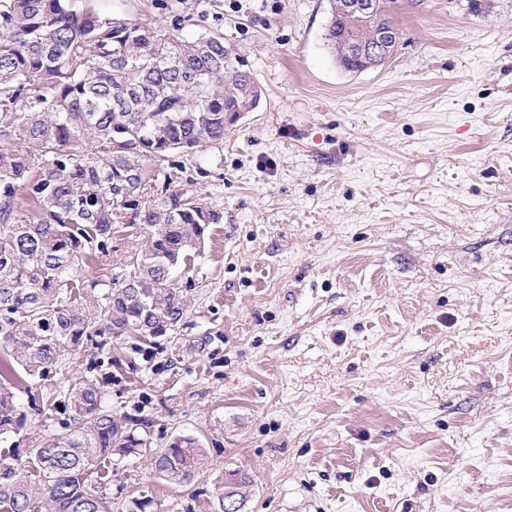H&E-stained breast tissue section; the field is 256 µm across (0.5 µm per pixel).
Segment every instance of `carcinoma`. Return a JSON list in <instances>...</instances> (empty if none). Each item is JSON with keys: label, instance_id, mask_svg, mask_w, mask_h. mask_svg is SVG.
I'll list each match as a JSON object with an SVG mask.
<instances>
[{"label": "carcinoma", "instance_id": "obj_1", "mask_svg": "<svg viewBox=\"0 0 512 512\" xmlns=\"http://www.w3.org/2000/svg\"><path fill=\"white\" fill-rule=\"evenodd\" d=\"M374 22L330 5L325 40L347 72L368 68L349 45ZM261 87L224 36L185 38L146 23L77 13L68 0H0V438L27 414L18 393L109 333L140 342L175 327L206 231L223 214L169 191L180 157L221 143ZM139 227L126 276L109 275L120 226ZM101 381L77 377L57 405L66 434L23 459L0 457V512H115L114 465L150 455L171 485L193 478L200 440L153 449L147 419L112 415ZM250 479L225 477L215 512H240ZM230 510H224V504Z\"/></svg>", "mask_w": 512, "mask_h": 512}]
</instances>
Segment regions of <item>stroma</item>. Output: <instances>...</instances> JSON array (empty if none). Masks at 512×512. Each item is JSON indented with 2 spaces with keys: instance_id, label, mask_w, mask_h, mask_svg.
<instances>
[{
  "instance_id": "35a3bbf8",
  "label": "stroma",
  "mask_w": 512,
  "mask_h": 512,
  "mask_svg": "<svg viewBox=\"0 0 512 512\" xmlns=\"http://www.w3.org/2000/svg\"><path fill=\"white\" fill-rule=\"evenodd\" d=\"M399 43L344 72L327 0H70L192 37L223 34L258 107L184 156L173 190L224 216L179 287L186 311L131 347L106 337L42 382L89 372L163 448L206 456L170 487L149 457L120 502L212 512H512V0H390ZM63 429L29 412L0 456ZM250 483L249 477L243 471H229L224 484L218 487V492L215 495L218 508L214 512H240L245 499L243 490L250 486ZM224 500L226 504H233L229 511L224 510L226 508Z\"/></svg>"
}]
</instances>
